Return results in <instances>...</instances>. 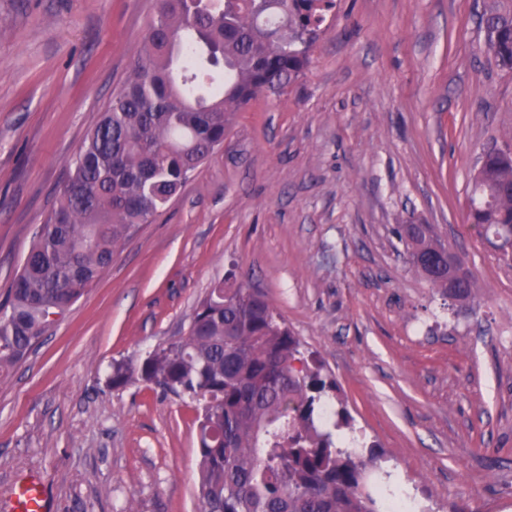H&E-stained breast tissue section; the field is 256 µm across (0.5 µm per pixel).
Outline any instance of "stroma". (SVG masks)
Here are the masks:
<instances>
[{"instance_id": "stroma-1", "label": "stroma", "mask_w": 512, "mask_h": 512, "mask_svg": "<svg viewBox=\"0 0 512 512\" xmlns=\"http://www.w3.org/2000/svg\"><path fill=\"white\" fill-rule=\"evenodd\" d=\"M157 0H0V303ZM512 0H336L308 69L224 143L101 281L0 377V512L39 474L52 512H199L197 405L112 388L186 334L228 271L339 384L364 446L430 512H512V249L467 221L470 177L512 147V70L485 12ZM433 225L476 288L448 300L407 260Z\"/></svg>"}]
</instances>
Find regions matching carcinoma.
<instances>
[{"label":"carcinoma","instance_id":"obj_1","mask_svg":"<svg viewBox=\"0 0 512 512\" xmlns=\"http://www.w3.org/2000/svg\"><path fill=\"white\" fill-rule=\"evenodd\" d=\"M335 0H158L138 59L88 131L38 225L0 311V373L96 285L142 224L176 196L233 117L308 67ZM488 50L512 69V12L483 16ZM470 225L512 238V161L487 153ZM409 262L431 256L433 228L402 225ZM110 382L154 384L198 403L200 512H386L394 493L369 482L382 458L336 442L355 430L336 380L260 293L230 272L199 303L187 333Z\"/></svg>","mask_w":512,"mask_h":512}]
</instances>
